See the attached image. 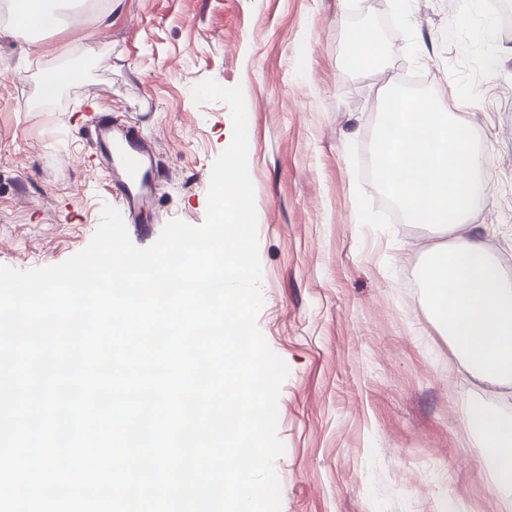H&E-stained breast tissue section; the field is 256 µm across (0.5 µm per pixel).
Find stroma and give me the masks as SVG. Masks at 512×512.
<instances>
[{
    "instance_id": "1",
    "label": "stroma",
    "mask_w": 512,
    "mask_h": 512,
    "mask_svg": "<svg viewBox=\"0 0 512 512\" xmlns=\"http://www.w3.org/2000/svg\"><path fill=\"white\" fill-rule=\"evenodd\" d=\"M40 52L5 30L0 0V264L60 263L87 246L112 198L102 113L151 158L126 227L147 247L164 224L206 218L211 168L232 138L228 106L192 91L241 86L264 305L257 323L290 373L278 400L282 512H512L491 491L465 416L499 405L463 380L423 306L432 227L394 219L368 171L390 89L414 88L465 125L487 197L472 221L512 281V28L488 0H83ZM109 14V25L99 18ZM379 50L353 67V39ZM92 41L103 67L81 50ZM495 58L486 67V58ZM83 80L51 101L49 70Z\"/></svg>"
}]
</instances>
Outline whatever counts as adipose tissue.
I'll use <instances>...</instances> for the list:
<instances>
[{
  "label": "adipose tissue",
  "mask_w": 512,
  "mask_h": 512,
  "mask_svg": "<svg viewBox=\"0 0 512 512\" xmlns=\"http://www.w3.org/2000/svg\"><path fill=\"white\" fill-rule=\"evenodd\" d=\"M64 23L63 0H11L8 30L29 46ZM398 101L378 126L374 181L407 222L454 232L452 244L431 249L420 265L424 308L467 372L512 396V282L469 222L486 196L480 155L467 128L436 101ZM466 425L488 449L483 464L494 494L512 505V417L476 403Z\"/></svg>",
  "instance_id": "obj_1"
}]
</instances>
